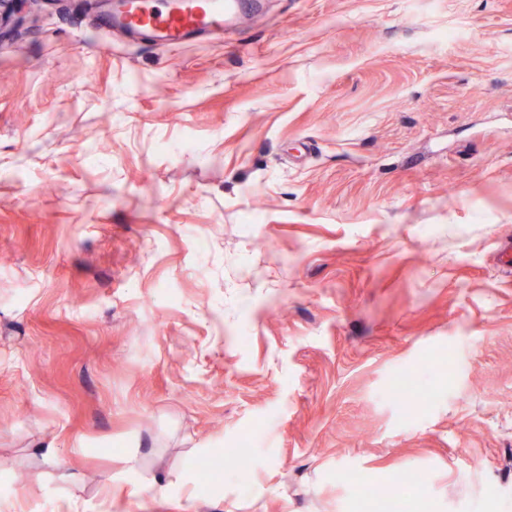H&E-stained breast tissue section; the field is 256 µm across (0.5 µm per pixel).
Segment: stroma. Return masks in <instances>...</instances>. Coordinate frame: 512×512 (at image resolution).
<instances>
[{
	"instance_id": "obj_1",
	"label": "stroma",
	"mask_w": 512,
	"mask_h": 512,
	"mask_svg": "<svg viewBox=\"0 0 512 512\" xmlns=\"http://www.w3.org/2000/svg\"><path fill=\"white\" fill-rule=\"evenodd\" d=\"M10 15L0 512H512V0ZM129 0L113 17L117 27L136 37L177 45L193 34L222 35L240 15L257 10L251 0Z\"/></svg>"
}]
</instances>
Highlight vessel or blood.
Returning a JSON list of instances; mask_svg holds the SVG:
<instances>
[{
  "mask_svg": "<svg viewBox=\"0 0 512 512\" xmlns=\"http://www.w3.org/2000/svg\"><path fill=\"white\" fill-rule=\"evenodd\" d=\"M255 0H128L114 16L117 27L136 37L176 45L193 34L220 35L240 15L256 11Z\"/></svg>",
  "mask_w": 512,
  "mask_h": 512,
  "instance_id": "obj_1",
  "label": "vessel or blood"
}]
</instances>
